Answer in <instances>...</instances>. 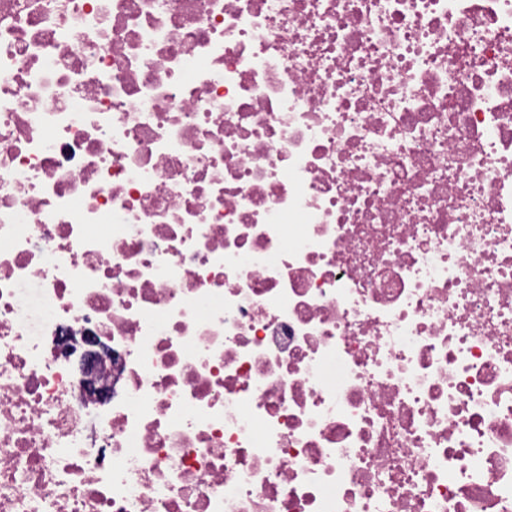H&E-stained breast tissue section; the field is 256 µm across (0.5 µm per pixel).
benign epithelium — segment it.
Wrapping results in <instances>:
<instances>
[{
	"label": "benign epithelium",
	"instance_id": "7a95c632",
	"mask_svg": "<svg viewBox=\"0 0 512 512\" xmlns=\"http://www.w3.org/2000/svg\"><path fill=\"white\" fill-rule=\"evenodd\" d=\"M67 356L76 357L80 396L99 404L112 398V347L99 336L63 337Z\"/></svg>",
	"mask_w": 512,
	"mask_h": 512
}]
</instances>
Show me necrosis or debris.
<instances>
[{"mask_svg": "<svg viewBox=\"0 0 512 512\" xmlns=\"http://www.w3.org/2000/svg\"><path fill=\"white\" fill-rule=\"evenodd\" d=\"M0 512H512V0H0ZM62 343L68 358L77 354L80 375V396L99 404L112 398V347L100 336H63Z\"/></svg>", "mask_w": 512, "mask_h": 512, "instance_id": "necrosis-or-debris-1", "label": "necrosis or debris"}]
</instances>
